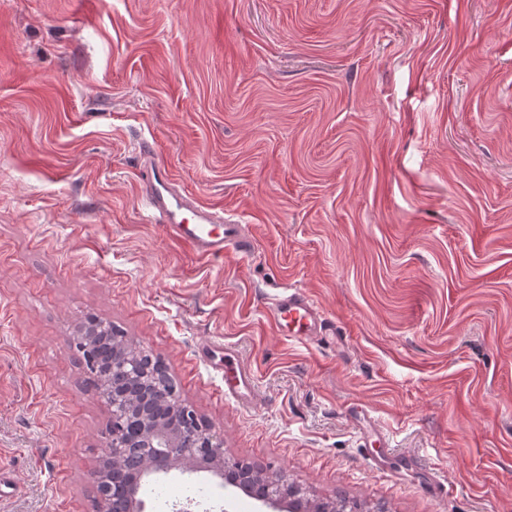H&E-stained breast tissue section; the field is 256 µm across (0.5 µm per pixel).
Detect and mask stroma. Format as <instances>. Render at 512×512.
Returning a JSON list of instances; mask_svg holds the SVG:
<instances>
[{"label":"stroma","instance_id":"1","mask_svg":"<svg viewBox=\"0 0 512 512\" xmlns=\"http://www.w3.org/2000/svg\"><path fill=\"white\" fill-rule=\"evenodd\" d=\"M251 256L147 214L142 143ZM305 291L335 335H281ZM96 316L224 456L371 512H512V0H0V512H97ZM256 394H224L225 350ZM216 512H259L211 472Z\"/></svg>","mask_w":512,"mask_h":512}]
</instances>
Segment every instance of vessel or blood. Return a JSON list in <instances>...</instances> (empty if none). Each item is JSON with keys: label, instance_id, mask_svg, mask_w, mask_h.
Returning <instances> with one entry per match:
<instances>
[{"label": "vessel or blood", "instance_id": "1", "mask_svg": "<svg viewBox=\"0 0 512 512\" xmlns=\"http://www.w3.org/2000/svg\"><path fill=\"white\" fill-rule=\"evenodd\" d=\"M142 200L159 223L176 239L187 243L205 258H219L228 253L248 254L254 248L238 220L223 212L195 204L176 187L168 167L157 157L151 145L140 149ZM270 319L284 336L310 341L325 335V321L315 302L304 291L293 290L280 296L270 309ZM224 393L240 402L254 397V378L249 370L235 364L233 354H226Z\"/></svg>", "mask_w": 512, "mask_h": 512}]
</instances>
